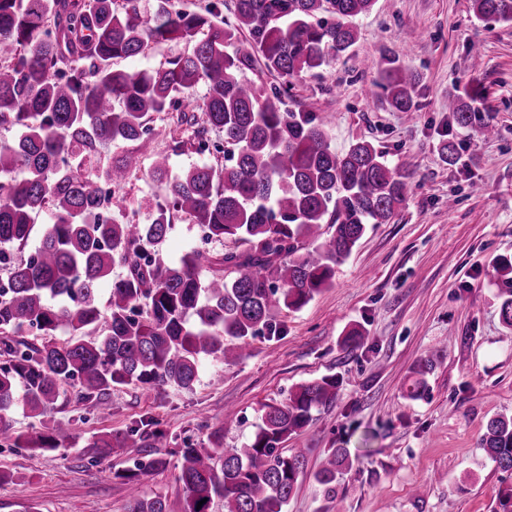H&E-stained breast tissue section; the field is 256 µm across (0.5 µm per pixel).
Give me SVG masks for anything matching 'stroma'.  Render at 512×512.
<instances>
[{"mask_svg":"<svg viewBox=\"0 0 512 512\" xmlns=\"http://www.w3.org/2000/svg\"><path fill=\"white\" fill-rule=\"evenodd\" d=\"M470 0H376L359 21L350 52L318 74L296 80L291 102L329 115L332 147L373 142L413 174L406 206L387 224L369 225L333 283L298 310H281L276 335L251 341L233 364L208 357L189 389H114L100 411L61 389L53 409L35 416L15 408L16 432L70 424L66 450L0 447V512H129L130 488L118 472L137 470L141 496H163L182 512L179 447L217 427L224 445L240 448L255 434L265 406L286 402L294 388L324 375L340 380L336 398L313 414L288 447L306 451V466L286 512H497L512 490V471L479 446L487 420L512 415V330L500 319V285L487 275L512 260V25L476 19ZM396 59L418 78V117L382 108L375 63ZM473 100L495 125V137L454 124L448 94ZM178 112L156 115V135L134 143L140 166L112 196L113 211L143 219L141 203L163 199L152 177L158 154L170 173L192 164H224V134L208 129L195 143ZM183 152L171 151L174 140ZM454 141L461 160L443 162L438 145ZM365 329L352 348L346 332ZM432 358L427 390L407 388L415 363ZM157 422L155 450L165 468L142 470L144 448L104 456L93 435H124L140 421ZM348 449L352 467L333 490L314 474L328 451Z\"/></svg>","mask_w":512,"mask_h":512,"instance_id":"obj_1","label":"stroma"}]
</instances>
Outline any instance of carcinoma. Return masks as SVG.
<instances>
[{
	"instance_id": "cac0c4a2",
	"label": "carcinoma",
	"mask_w": 512,
	"mask_h": 512,
	"mask_svg": "<svg viewBox=\"0 0 512 512\" xmlns=\"http://www.w3.org/2000/svg\"><path fill=\"white\" fill-rule=\"evenodd\" d=\"M158 0L154 13L141 0H0V125L18 130L0 143V442L11 448L56 450L70 438L58 425L46 433H16L6 419L17 406L43 415L60 389L106 409L112 389L128 385L187 389L198 380L200 359L226 363L243 357L249 341L275 327L280 310H298L330 286L370 224H387L406 205L412 173L393 164L372 142L343 151L328 142L326 117L303 106L285 108L290 79L331 66L358 40V20L376 0H235L237 25L217 22L216 4L200 12L173 11ZM475 18L512 25V0H470ZM248 31L245 38L240 31ZM194 44L156 70H121L116 59L150 45ZM261 62L282 79L265 94L241 71ZM380 102L412 118L418 112L417 76L391 58L378 68ZM206 87L204 126L224 131L232 148L222 167L191 166L168 181L161 201L141 205L144 222L112 212L109 188L120 187L140 165L126 150L96 177L85 165L104 142L128 144L157 133L153 115L180 105L178 95ZM461 127L477 120L471 103L448 95ZM49 213L37 247L17 257L36 219ZM193 218L203 245L168 261L163 243L176 213ZM231 239L241 251L213 255L206 245ZM121 266L125 274L112 278ZM111 282L107 307L99 287ZM502 323L512 330V289L501 295ZM105 332L94 335L100 322ZM66 338H58V334ZM40 342H29L23 336ZM432 360L415 365L408 396L426 388ZM340 379L324 375L297 387L288 402L269 405L242 448L224 447V427L207 445L187 441L178 476L184 512H285L306 462V449L283 448L331 404ZM153 422L122 437L97 435L89 444L153 448ZM481 448L502 470H512V418L489 419ZM350 466L333 448L315 473L336 482ZM116 476L131 488L129 512H170L166 498H143L137 473ZM203 505H198V502Z\"/></svg>"
}]
</instances>
